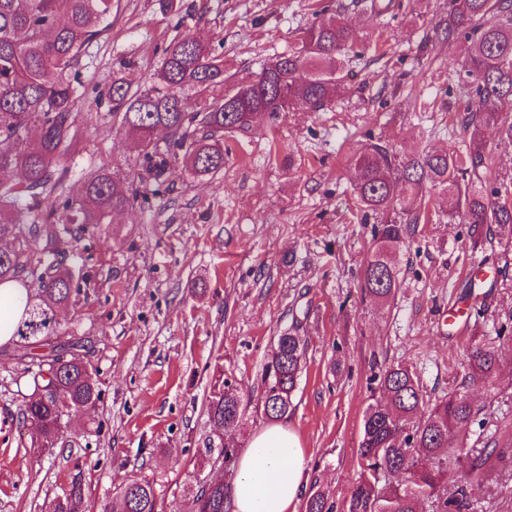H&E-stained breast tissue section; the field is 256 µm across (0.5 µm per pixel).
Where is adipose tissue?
<instances>
[{
    "instance_id": "ef3b65f1",
    "label": "adipose tissue",
    "mask_w": 512,
    "mask_h": 512,
    "mask_svg": "<svg viewBox=\"0 0 512 512\" xmlns=\"http://www.w3.org/2000/svg\"><path fill=\"white\" fill-rule=\"evenodd\" d=\"M307 482L298 435L287 426L269 425L239 454L230 512H296Z\"/></svg>"
}]
</instances>
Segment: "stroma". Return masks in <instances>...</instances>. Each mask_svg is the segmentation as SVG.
Segmentation results:
<instances>
[{
  "label": "stroma",
  "instance_id": "stroma-1",
  "mask_svg": "<svg viewBox=\"0 0 512 512\" xmlns=\"http://www.w3.org/2000/svg\"><path fill=\"white\" fill-rule=\"evenodd\" d=\"M178 2L164 14L157 0H114L111 30L81 59L87 131L64 196L99 167L137 170L138 152L107 107L93 114L88 103L116 75L135 89L149 84L175 37L208 43L238 78L287 51L321 11L370 40L350 53L349 90L327 111L281 112L272 131L225 133L223 172L197 178L175 163L158 193L81 239L82 276L58 319L65 336L83 339L102 397L72 417L52 451L32 447L20 414L29 376L12 346L0 347V512H41L76 478L94 504L135 473L157 479L164 512H187L185 488L210 473L198 458L215 381L238 388L246 412L235 439L247 446L267 425L257 407L262 366L296 307L309 311L307 364L284 423L336 512L360 479L363 416L382 400L373 378L389 367L409 366L433 402L467 374L472 339L493 340L500 395L489 406L472 390L491 419L471 424L467 441L512 444V232L473 245L428 188L432 220L401 249L394 300L380 306L358 286L372 227L349 214L351 156L371 140L444 150L461 135L460 47L440 35L448 0H385L376 17L364 0ZM479 267L498 278L481 312L463 310L458 326H443L442 311Z\"/></svg>",
  "mask_w": 512,
  "mask_h": 512
}]
</instances>
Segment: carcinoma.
<instances>
[{"instance_id":"1","label":"carcinoma","mask_w":512,"mask_h":512,"mask_svg":"<svg viewBox=\"0 0 512 512\" xmlns=\"http://www.w3.org/2000/svg\"><path fill=\"white\" fill-rule=\"evenodd\" d=\"M112 26V0H0V284L27 280L36 293L21 299L12 344L20 356L49 347L56 356L29 361L32 396L21 408L37 431L35 443L52 448L65 419L94 407L102 390L87 375L75 352L77 340L53 343L57 312L69 304L78 270L65 266L60 245L76 243L110 214L133 205L139 188L160 183L171 159L183 152L195 177L224 170V132L252 130L263 116L279 112H321L347 89L348 52L356 30L330 16L300 32L297 47L282 53L254 77L232 83L224 59L209 45L185 36L164 50L157 82L131 91L112 78L105 97L113 121L136 144L143 164L138 172L100 168L57 214L54 200L86 127L77 118L78 66L87 46ZM444 39L462 43L456 60L465 74L466 104L457 116L469 135L464 148L433 151L415 145L398 151L367 142L351 157L355 181L352 215L373 225L370 253L360 272V288L380 305L399 288V248L427 217L422 194L427 184L440 189L448 214L469 225L473 241L493 239L512 229V197L505 179L491 166L483 131L493 128L512 144V0H448ZM164 133L159 145L158 133ZM464 384L430 403L406 365L379 377L384 403L371 405L363 419L358 463L360 481L346 512H477L479 493L499 471L512 472V445L470 448L463 431L479 416L468 389L484 388L497 397V351L485 338L471 342ZM306 361L300 321L277 336L261 373L262 413L270 422L288 415ZM212 436L206 462L231 467L238 445L231 438L245 414L236 387L215 383L207 404ZM230 485L210 482L188 492L191 512H225ZM323 490L309 493L304 512H334ZM97 512H161L156 481L133 475ZM45 512H87L83 484L60 488Z\"/></svg>"}]
</instances>
